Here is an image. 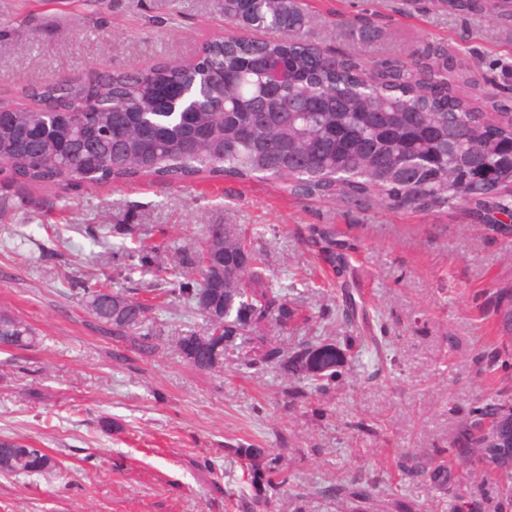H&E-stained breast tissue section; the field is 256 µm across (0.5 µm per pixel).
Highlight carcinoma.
<instances>
[{
  "mask_svg": "<svg viewBox=\"0 0 512 512\" xmlns=\"http://www.w3.org/2000/svg\"><path fill=\"white\" fill-rule=\"evenodd\" d=\"M442 12L512 18L502 0H431ZM227 23L279 33L267 39L234 34L206 42L189 66L163 60L147 69L103 68L87 80L48 78L18 89L21 107L0 117V172L21 186L130 183L143 177L185 183L228 179L248 183L277 179L293 196L379 200L414 211L468 206L471 220L512 212V99L485 100L478 80L459 68L441 44L403 59L372 65L354 51L334 59L310 40L303 0H221ZM379 35L371 22L350 28L366 42ZM288 70L289 81L270 86L267 62ZM466 86L471 92L464 93ZM197 93V112H156L159 88ZM260 259L231 224L207 226L198 250L175 263L168 292L188 300L205 323L172 339L181 357L199 371L223 364L224 343L240 340L243 365H266L296 382L305 396L336 379V344L264 349L253 335L262 322L286 327L295 316L286 295L255 288ZM89 312L115 340L138 354L158 349L144 330L156 306L105 283L81 288ZM495 330L512 342V295L497 294ZM36 333L23 319L0 312V351L34 346ZM493 428L457 450L487 464L494 451L507 458L495 467L512 481V413L496 405L480 411ZM229 453L250 465L252 492L238 495L240 512H273L288 469L273 448L241 443ZM411 477L424 473L448 488L444 463L413 454L400 460ZM0 474L61 475L60 462L42 448L0 439ZM376 486L354 478L326 493L354 501L376 498Z\"/></svg>",
  "mask_w": 512,
  "mask_h": 512,
  "instance_id": "obj_1",
  "label": "carcinoma"
}]
</instances>
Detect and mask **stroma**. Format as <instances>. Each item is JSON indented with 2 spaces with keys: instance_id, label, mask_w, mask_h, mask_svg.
I'll use <instances>...</instances> for the list:
<instances>
[{
  "instance_id": "obj_1",
  "label": "stroma",
  "mask_w": 512,
  "mask_h": 512,
  "mask_svg": "<svg viewBox=\"0 0 512 512\" xmlns=\"http://www.w3.org/2000/svg\"><path fill=\"white\" fill-rule=\"evenodd\" d=\"M311 38L368 61L447 45L483 74L487 97L512 87V21L449 15L407 0H307ZM370 21L382 37L352 43L345 24ZM226 29L216 0H0V99L20 82L88 79L191 59ZM0 310L26 320L38 343L0 352V436L47 449L61 478L0 475V512H238L248 471L224 452L280 449L292 485L274 512H353L318 488L356 476L380 481L379 512H512L495 471L461 464L475 408L512 406V349L495 334L496 291L512 285V236L473 223L465 209L390 208L374 201L296 197L278 182L144 178L132 184L18 187L0 175ZM135 225V236L122 234ZM234 224L264 259L267 287L304 313L287 330L265 324L269 346L333 340L336 386L286 405L290 382L245 368L229 342L220 370L201 373L165 347L146 358L113 340L74 287L87 273L126 288L166 287L172 253L206 225ZM347 264L334 272L319 235ZM154 247L159 267L133 271L132 247ZM164 337L202 331L185 300L157 312ZM375 336L381 349L350 347ZM444 456L448 489L408 478L399 456Z\"/></svg>"
}]
</instances>
